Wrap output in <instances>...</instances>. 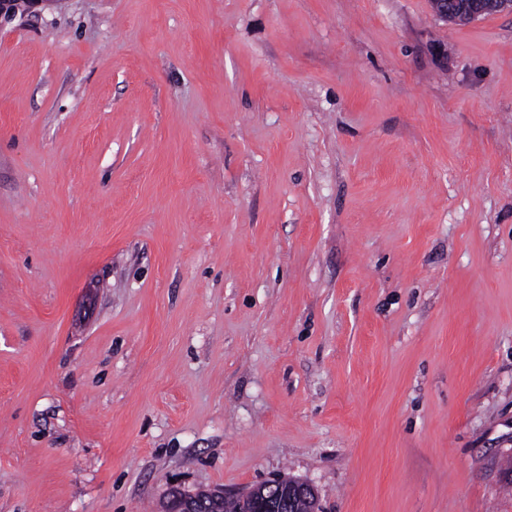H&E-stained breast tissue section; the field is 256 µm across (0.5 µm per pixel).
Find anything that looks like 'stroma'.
Masks as SVG:
<instances>
[{"label": "stroma", "instance_id": "obj_1", "mask_svg": "<svg viewBox=\"0 0 512 512\" xmlns=\"http://www.w3.org/2000/svg\"><path fill=\"white\" fill-rule=\"evenodd\" d=\"M512 15L53 0L0 27V512H512ZM317 492L306 481L278 477L248 488L235 496H227L223 489L196 491L172 487L167 494L166 512H284L295 502L294 512H311L312 496ZM233 499L224 501V499ZM238 506V511H237Z\"/></svg>", "mask_w": 512, "mask_h": 512}]
</instances>
